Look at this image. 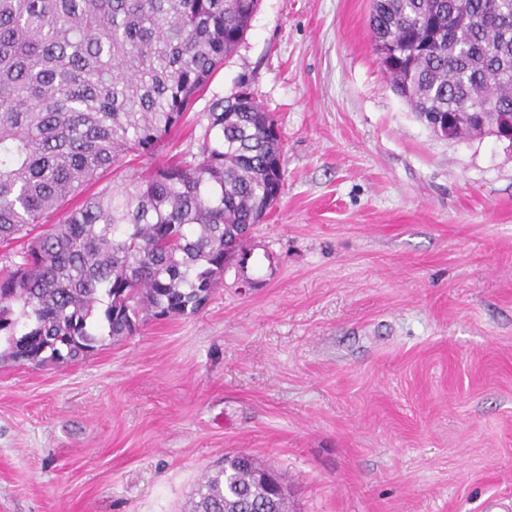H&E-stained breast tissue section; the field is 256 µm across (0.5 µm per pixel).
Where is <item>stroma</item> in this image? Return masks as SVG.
<instances>
[{"label":"stroma","instance_id":"stroma-1","mask_svg":"<svg viewBox=\"0 0 512 512\" xmlns=\"http://www.w3.org/2000/svg\"><path fill=\"white\" fill-rule=\"evenodd\" d=\"M373 0H260L210 92L277 122L284 184L197 314L0 362V512H187L244 451L291 512L512 500V147L436 136Z\"/></svg>","mask_w":512,"mask_h":512}]
</instances>
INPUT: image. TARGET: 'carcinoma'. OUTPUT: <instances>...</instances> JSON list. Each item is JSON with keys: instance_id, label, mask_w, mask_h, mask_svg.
Wrapping results in <instances>:
<instances>
[{"instance_id": "1", "label": "carcinoma", "mask_w": 512, "mask_h": 512, "mask_svg": "<svg viewBox=\"0 0 512 512\" xmlns=\"http://www.w3.org/2000/svg\"><path fill=\"white\" fill-rule=\"evenodd\" d=\"M259 0H0V361L68 365L147 318L195 315L282 189L276 124L244 90L187 125ZM374 50L427 121L512 114V0H374ZM139 170L102 182L123 159ZM47 226L42 232L36 229ZM280 476L229 453L190 512H290Z\"/></svg>"}]
</instances>
